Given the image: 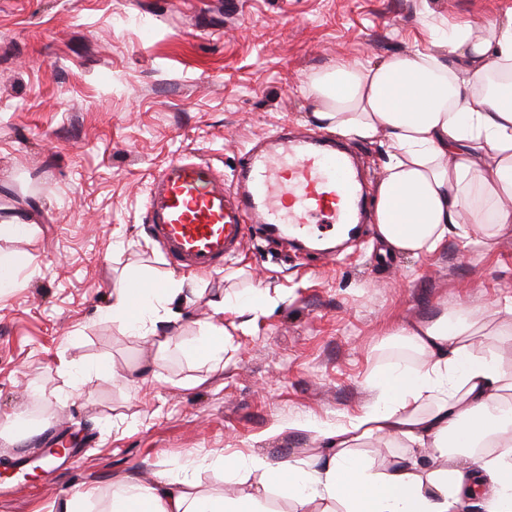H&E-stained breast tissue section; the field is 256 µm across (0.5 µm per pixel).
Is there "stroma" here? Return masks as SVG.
Here are the masks:
<instances>
[{
    "mask_svg": "<svg viewBox=\"0 0 512 512\" xmlns=\"http://www.w3.org/2000/svg\"><path fill=\"white\" fill-rule=\"evenodd\" d=\"M512 15V0H0V257L30 267L0 297V433L38 414L34 448L0 440V512H50L91 492L100 512L113 484L148 483L199 462L202 487L245 494L252 474L217 480L218 456L270 462L313 454V430L368 405L369 383L405 356L395 332L443 308L494 313L512 295V236L435 252H383L376 226L328 261L252 228L224 265L194 275L198 293L168 325L165 351L101 315L115 288L172 274L150 236L152 175L189 153L232 184L243 154L281 130L322 136L307 93L333 61H381L426 47L433 29ZM277 297L242 323L224 309L220 364L187 354L210 300ZM99 362L115 380L71 373ZM81 443L50 480L15 476L36 448Z\"/></svg>",
    "mask_w": 512,
    "mask_h": 512,
    "instance_id": "obj_1",
    "label": "stroma"
}]
</instances>
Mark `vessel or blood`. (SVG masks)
I'll use <instances>...</instances> for the list:
<instances>
[{"instance_id": "obj_1", "label": "vessel or blood", "mask_w": 512, "mask_h": 512, "mask_svg": "<svg viewBox=\"0 0 512 512\" xmlns=\"http://www.w3.org/2000/svg\"><path fill=\"white\" fill-rule=\"evenodd\" d=\"M364 197L350 154L320 138L284 135L250 152L231 188L195 156L171 162L151 178L146 218L170 263L207 272L241 249L248 225L309 241L316 225L360 220Z\"/></svg>"}]
</instances>
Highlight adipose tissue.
Returning <instances> with one entry per match:
<instances>
[{
	"label": "adipose tissue",
	"instance_id": "1",
	"mask_svg": "<svg viewBox=\"0 0 512 512\" xmlns=\"http://www.w3.org/2000/svg\"><path fill=\"white\" fill-rule=\"evenodd\" d=\"M496 70H512V16L478 27L449 25L432 48L396 53L378 63L336 61L308 84L324 129L361 140H383L387 160L375 190L373 220L392 253L419 255L448 235L487 245L512 232V88L487 85ZM480 195L484 223L467 218ZM187 277L159 287L116 289L104 315L130 336L166 349L165 325L182 320ZM482 312L444 310L402 327L417 364L391 363L370 386L373 401L346 422L317 428L329 459L269 463L256 458L246 495L202 488L190 474L160 475L113 485L101 512H263L270 489L293 512H465L481 496L484 512H512V360L483 349ZM375 439L428 450L430 465L379 464L356 452Z\"/></svg>",
	"mask_w": 512,
	"mask_h": 512
}]
</instances>
